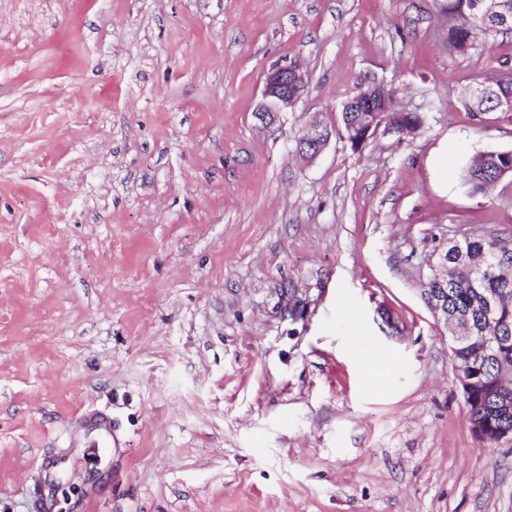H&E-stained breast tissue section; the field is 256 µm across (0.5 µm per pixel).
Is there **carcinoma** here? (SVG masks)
I'll use <instances>...</instances> for the list:
<instances>
[{"label": "carcinoma", "instance_id": "carcinoma-1", "mask_svg": "<svg viewBox=\"0 0 512 512\" xmlns=\"http://www.w3.org/2000/svg\"><path fill=\"white\" fill-rule=\"evenodd\" d=\"M474 0H448V51L468 54L476 31L469 23ZM489 91L479 97L468 88L464 106L487 115L512 112V76L485 83ZM365 112L341 113V127L350 144L363 130ZM383 116L401 134L411 135L425 121L420 112H385ZM512 174V151L480 152L462 166V181L473 193H481ZM448 263L447 275L427 283L428 301L441 306L448 321L464 326L466 337L457 343L452 360L463 370L479 376L482 387L465 401L469 419L490 421L497 428L512 430V239L494 235H464L446 242L440 253Z\"/></svg>", "mask_w": 512, "mask_h": 512}]
</instances>
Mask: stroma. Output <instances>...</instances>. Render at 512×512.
<instances>
[{
	"mask_svg": "<svg viewBox=\"0 0 512 512\" xmlns=\"http://www.w3.org/2000/svg\"><path fill=\"white\" fill-rule=\"evenodd\" d=\"M446 3L0 0V512H512L425 295L443 239L512 238V176L460 179L512 150L461 99L512 32L451 53ZM364 82L424 126L352 148ZM308 85V75L297 63H277L266 74L262 89V101L257 109L260 119L270 117L275 112H285L292 108L304 95ZM319 114H314L310 119L306 131L304 133L305 143L300 145L297 142V150L309 159L316 158L325 148L330 137H327L323 130V124ZM512 174V151L480 152L462 166V181L473 193H481L497 183L504 175ZM385 366L378 368L373 364L361 366V374L370 391L375 394L388 393L391 388L393 373L399 370V362L395 356H384Z\"/></svg>",
	"mask_w": 512,
	"mask_h": 512,
	"instance_id": "obj_1",
	"label": "stroma"
}]
</instances>
